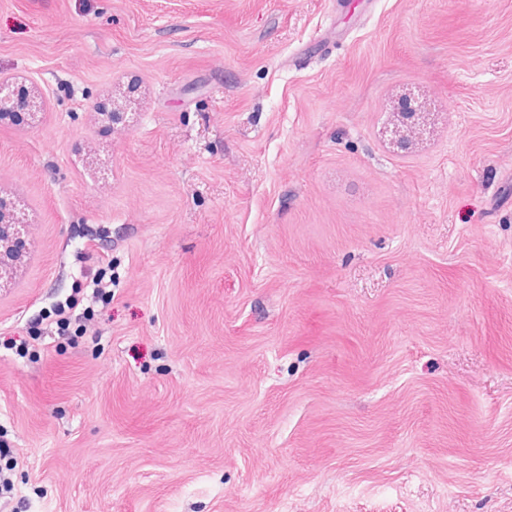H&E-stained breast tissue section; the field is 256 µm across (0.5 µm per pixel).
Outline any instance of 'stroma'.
I'll list each match as a JSON object with an SVG mask.
<instances>
[{
	"label": "stroma",
	"mask_w": 512,
	"mask_h": 512,
	"mask_svg": "<svg viewBox=\"0 0 512 512\" xmlns=\"http://www.w3.org/2000/svg\"><path fill=\"white\" fill-rule=\"evenodd\" d=\"M0 79V512H512V0H0ZM18 106L22 107L23 112L34 116L41 110L42 102L39 98L16 89L9 82L0 81V112L5 109L15 110ZM16 206H12L7 220L0 212V283L2 279L8 280L13 275L15 248L17 244L25 241L28 234V224L18 215ZM112 263L109 261L106 266L98 267L96 270L88 269L86 273V289L91 290L90 299L93 303L112 302ZM107 270H110L108 275ZM75 300H66L64 303L58 304L49 317L52 320L47 325L50 329L46 332V336H58L57 338L65 339L70 336V327L72 325L75 308ZM54 329V330H53Z\"/></svg>",
	"instance_id": "stroma-1"
}]
</instances>
